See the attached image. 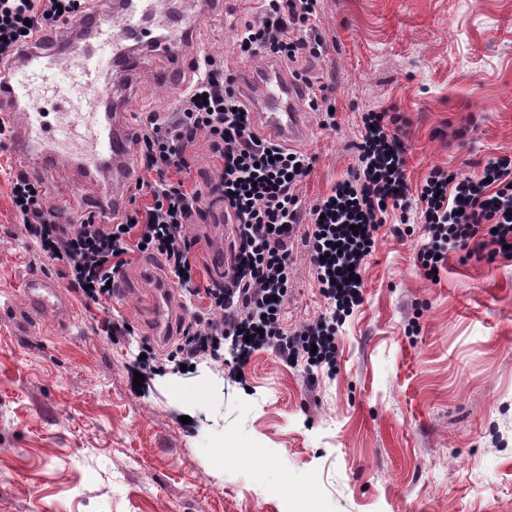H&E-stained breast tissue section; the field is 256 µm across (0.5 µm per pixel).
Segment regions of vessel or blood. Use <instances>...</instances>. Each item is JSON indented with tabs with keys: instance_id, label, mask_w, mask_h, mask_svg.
<instances>
[{
	"instance_id": "b4317fda",
	"label": "vessel or blood",
	"mask_w": 512,
	"mask_h": 512,
	"mask_svg": "<svg viewBox=\"0 0 512 512\" xmlns=\"http://www.w3.org/2000/svg\"><path fill=\"white\" fill-rule=\"evenodd\" d=\"M158 5L159 0H97L95 9L65 21L51 42L23 47L0 72V112L18 118L9 146L31 171L50 172L64 162L77 179L92 181L108 172L121 177L117 164L126 157L131 109L114 98L112 73L134 71L136 48L178 58L193 40L189 28L159 35L143 28V16L154 14ZM248 80L261 88L251 110L264 135L280 144L300 142L306 101L296 85L269 70ZM50 100L63 107L85 100L90 110L81 123H52L44 110ZM23 293L32 306L51 314L61 297L60 283L32 274Z\"/></svg>"
}]
</instances>
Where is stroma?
Returning <instances> with one entry per match:
<instances>
[{
    "instance_id": "stroma-1",
    "label": "stroma",
    "mask_w": 512,
    "mask_h": 512,
    "mask_svg": "<svg viewBox=\"0 0 512 512\" xmlns=\"http://www.w3.org/2000/svg\"><path fill=\"white\" fill-rule=\"evenodd\" d=\"M261 0H224L220 15L168 0L170 19L195 25L187 60L143 56L132 108L169 112L175 98L154 72L196 74L205 57L243 79L265 57H242L238 34ZM322 58L282 66L328 86L336 127L307 115L298 151L313 168L298 186L302 213L356 164L361 115L398 116L405 178L417 194L436 166L481 177L512 156V0H318ZM24 163L0 134V512H512V257L452 252L438 279L417 255L416 213L388 209L364 269V301L339 328L335 374L309 381L275 352L238 364L230 350L195 371L145 372L139 345L153 328L144 305L168 288L158 258L132 254L125 294L83 304L66 290L65 319L28 310L22 282L58 268L17 228L13 176ZM49 204L89 215L99 183H74L67 165L41 174ZM192 225L196 281L221 279L232 225L207 204ZM408 221V235L393 234ZM293 241L281 317L294 334L327 309L315 268ZM121 316L134 335L109 341Z\"/></svg>"
}]
</instances>
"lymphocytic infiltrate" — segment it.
<instances>
[{"label":"lymphocytic infiltrate","instance_id":"1","mask_svg":"<svg viewBox=\"0 0 512 512\" xmlns=\"http://www.w3.org/2000/svg\"><path fill=\"white\" fill-rule=\"evenodd\" d=\"M317 2L262 0L258 20L235 42L238 53L285 63L322 57L327 43L315 23ZM89 8V0H0V70L22 47ZM202 136L220 162L218 178L191 187L170 181V171L188 168ZM135 143L141 172L136 186L147 189L151 201L112 224L91 216L60 222L39 181L24 172L12 179L22 233L59 267L69 288L99 303L111 297L107 283L122 273L128 255H157L182 290L208 300L207 310L182 320L168 362L191 366L227 347L243 364L270 348L290 363L335 369L336 328L363 301L360 277L383 215L409 205L397 117L383 109L363 114L356 166L310 212L305 244L329 311L292 336L283 330L281 312L300 222L297 186L311 170V157L259 137L232 78L211 57L179 92L174 111L142 113ZM212 198L223 201L233 220L232 260L223 280L202 289L194 280L196 241L188 230L206 219ZM417 208L428 231L418 254L426 277L442 269L444 255L453 250L503 253L512 246V158L490 160L479 179L431 169Z\"/></svg>","mask_w":512,"mask_h":512}]
</instances>
